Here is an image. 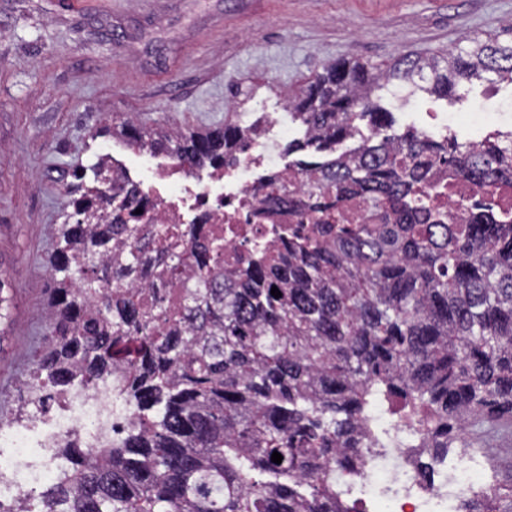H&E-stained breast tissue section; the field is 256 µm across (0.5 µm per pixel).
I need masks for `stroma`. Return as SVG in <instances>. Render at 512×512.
Wrapping results in <instances>:
<instances>
[{"instance_id":"35a3bbf8","label":"stroma","mask_w":512,"mask_h":512,"mask_svg":"<svg viewBox=\"0 0 512 512\" xmlns=\"http://www.w3.org/2000/svg\"><path fill=\"white\" fill-rule=\"evenodd\" d=\"M512 20V0H0V419L25 409L47 332L54 229L72 211L64 176L112 154L148 185L163 157L97 136L114 116L148 130L214 128L280 117L324 62L387 66L444 55ZM493 96L494 111L481 102ZM394 129L429 114L460 142L512 127V86L483 82L465 100L391 104Z\"/></svg>"}]
</instances>
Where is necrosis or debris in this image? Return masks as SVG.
Masks as SVG:
<instances>
[{
	"label": "necrosis or debris",
	"instance_id": "obj_1",
	"mask_svg": "<svg viewBox=\"0 0 512 512\" xmlns=\"http://www.w3.org/2000/svg\"><path fill=\"white\" fill-rule=\"evenodd\" d=\"M278 136L275 123H268L234 168L204 177L174 159L158 165L146 191L154 222L223 229L226 245L238 251L246 238L271 242L269 224L287 223L288 215H258L270 185L305 178L301 170L279 163L273 149ZM130 416L111 383L104 382L75 389L58 407L37 410L23 424H0V501L34 496L52 480L60 442L76 435L81 447H102L112 437L113 423ZM378 416L382 440L359 449L354 466L342 473L349 492L369 501L372 512H455L463 501L489 505L491 475L479 451L466 448L455 460H433V474L423 480L417 462L428 451L421 448L420 435L387 411Z\"/></svg>",
	"mask_w": 512,
	"mask_h": 512
}]
</instances>
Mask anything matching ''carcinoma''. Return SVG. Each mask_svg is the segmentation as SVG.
Wrapping results in <instances>:
<instances>
[{"instance_id":"cac0c4a2","label":"carcinoma","mask_w":512,"mask_h":512,"mask_svg":"<svg viewBox=\"0 0 512 512\" xmlns=\"http://www.w3.org/2000/svg\"><path fill=\"white\" fill-rule=\"evenodd\" d=\"M490 75L512 85V40L473 38L384 69L324 64L287 103L304 134L285 150L304 153L291 166L308 182L266 200L311 224L273 225L277 249L233 252L193 224H134L139 183L110 185L103 159L73 171L74 213L90 222L57 229L60 279L27 388L41 406L48 389L64 399L110 380L133 417L107 448L57 449L68 466L40 512H362L340 501L336 467L380 396L435 456L463 421L512 441L511 427L486 425L512 420V209L428 204L443 189L430 182L437 167L479 190L512 181V131L476 144L395 133L382 104L406 85L459 100ZM260 122L148 132L126 118L102 133L217 171L238 164ZM89 172L98 186L84 192ZM156 254L159 278L191 262L198 287L145 293L136 278Z\"/></svg>"}]
</instances>
